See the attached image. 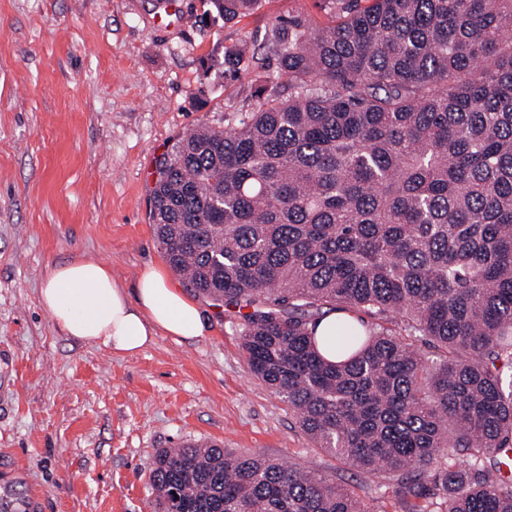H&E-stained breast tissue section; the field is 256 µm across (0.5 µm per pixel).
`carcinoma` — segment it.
<instances>
[{"label": "carcinoma", "instance_id": "obj_1", "mask_svg": "<svg viewBox=\"0 0 512 512\" xmlns=\"http://www.w3.org/2000/svg\"><path fill=\"white\" fill-rule=\"evenodd\" d=\"M325 2L332 24L279 29L288 99L261 84L157 160V236L316 447L401 512H512V0ZM209 3L228 23L260 0ZM333 311L358 321L316 335ZM150 482L157 512H385L216 444L160 451Z\"/></svg>", "mask_w": 512, "mask_h": 512}]
</instances>
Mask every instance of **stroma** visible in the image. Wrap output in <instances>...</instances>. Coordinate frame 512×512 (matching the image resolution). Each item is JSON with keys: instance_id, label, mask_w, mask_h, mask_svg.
Instances as JSON below:
<instances>
[{"instance_id": "1", "label": "stroma", "mask_w": 512, "mask_h": 512, "mask_svg": "<svg viewBox=\"0 0 512 512\" xmlns=\"http://www.w3.org/2000/svg\"><path fill=\"white\" fill-rule=\"evenodd\" d=\"M294 16L333 19L322 0H261L231 23L206 0H0V477L37 512H153L157 453L196 441L363 484L394 512L381 479L316 448L250 372L237 318L170 267L150 218L155 160L179 137L255 111L258 81L288 96L275 42ZM73 259L128 289L161 269L204 336L135 354L62 336L39 291Z\"/></svg>"}]
</instances>
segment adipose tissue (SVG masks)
<instances>
[{
  "mask_svg": "<svg viewBox=\"0 0 512 512\" xmlns=\"http://www.w3.org/2000/svg\"><path fill=\"white\" fill-rule=\"evenodd\" d=\"M39 301L64 336L116 352H137L162 334H205L198 305L155 268L145 269L130 293L102 263H60L49 268Z\"/></svg>",
  "mask_w": 512,
  "mask_h": 512,
  "instance_id": "obj_1",
  "label": "adipose tissue"
}]
</instances>
